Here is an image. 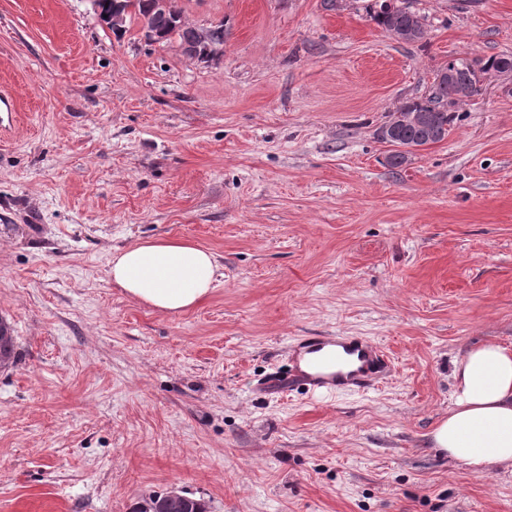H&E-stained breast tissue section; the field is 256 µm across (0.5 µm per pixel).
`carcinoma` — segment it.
I'll return each mask as SVG.
<instances>
[{
	"mask_svg": "<svg viewBox=\"0 0 512 512\" xmlns=\"http://www.w3.org/2000/svg\"><path fill=\"white\" fill-rule=\"evenodd\" d=\"M129 8L127 20L141 18L146 20L147 29L151 31L150 38L156 43L175 39L179 44H195L198 51H207L224 43V26L218 25L210 30L209 40H199V34L194 28L172 20L171 18L150 8L152 0H125ZM369 14L375 23L384 31H402L420 24V18L409 7L394 4L389 6L385 0H374L367 5ZM512 69V56L500 55L487 60L476 59L472 62L453 61L448 63L452 74L446 79L434 80L429 94L407 100V106L414 112H426L432 116L433 122L446 131H451L456 120L455 107L462 101L461 92L469 89L472 93L479 91V73L490 68Z\"/></svg>",
	"mask_w": 512,
	"mask_h": 512,
	"instance_id": "obj_1",
	"label": "carcinoma"
}]
</instances>
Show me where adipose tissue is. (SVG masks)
<instances>
[{"mask_svg": "<svg viewBox=\"0 0 512 512\" xmlns=\"http://www.w3.org/2000/svg\"><path fill=\"white\" fill-rule=\"evenodd\" d=\"M219 275L213 253L181 239H149L116 252L111 281L135 301L177 313L208 296ZM452 406L431 433L438 452L490 475L512 464V350L488 343L454 369Z\"/></svg>", "mask_w": 512, "mask_h": 512, "instance_id": "obj_1", "label": "adipose tissue"}]
</instances>
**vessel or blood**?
I'll return each instance as SVG.
<instances>
[{
  "label": "vessel or blood",
  "instance_id": "b4317fda",
  "mask_svg": "<svg viewBox=\"0 0 512 512\" xmlns=\"http://www.w3.org/2000/svg\"><path fill=\"white\" fill-rule=\"evenodd\" d=\"M390 357L365 336H301L291 347L288 372H273L267 388L288 394L305 388L314 395L372 388L389 367Z\"/></svg>",
  "mask_w": 512,
  "mask_h": 512
}]
</instances>
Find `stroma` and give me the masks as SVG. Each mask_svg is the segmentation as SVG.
<instances>
[{"label":"stroma","mask_w":512,"mask_h":512,"mask_svg":"<svg viewBox=\"0 0 512 512\" xmlns=\"http://www.w3.org/2000/svg\"><path fill=\"white\" fill-rule=\"evenodd\" d=\"M178 0L224 27L201 63L89 0H0V512H512V466L439 454L458 361L512 349V92L458 107L402 166L380 127L453 60L512 55V0ZM194 242L222 275L162 313L109 279L116 249ZM366 336L375 387L261 394L295 337ZM385 1L387 0H375L367 5L370 17L384 31L390 33L393 30H407L418 24L423 27L420 18L409 7L394 3L390 7ZM157 505L154 509L148 510L153 512H195V508L191 502V498L186 496L177 488H171L163 495H159L156 499ZM189 509H191L189 511Z\"/></svg>","instance_id":"35a3bbf8"}]
</instances>
